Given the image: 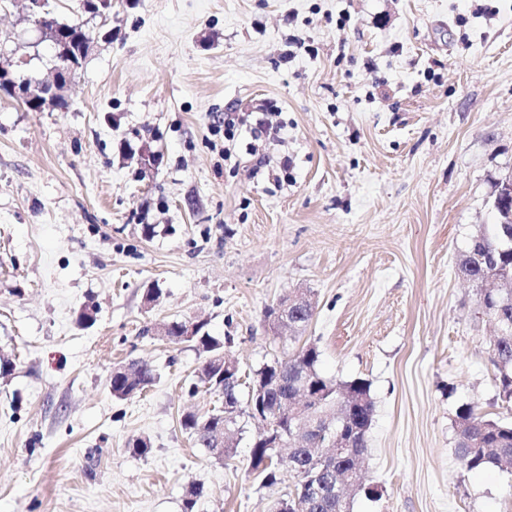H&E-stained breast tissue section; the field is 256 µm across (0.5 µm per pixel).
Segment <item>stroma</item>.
I'll return each mask as SVG.
<instances>
[{"mask_svg": "<svg viewBox=\"0 0 512 512\" xmlns=\"http://www.w3.org/2000/svg\"><path fill=\"white\" fill-rule=\"evenodd\" d=\"M110 25L69 110L0 96V512H188L193 487L189 512H271L292 492L287 460L273 484L253 470V420L223 458L181 428L217 398L190 395L174 319L245 375L304 343L327 378L369 383L353 512H512V471L456 454L458 408L499 410L494 323L459 262L512 175V0H112ZM0 41L52 81L28 0H0ZM268 105L280 132L240 126L224 160L225 113ZM299 289L315 311L293 342L265 309ZM135 359L154 383L113 397Z\"/></svg>", "mask_w": 512, "mask_h": 512, "instance_id": "stroma-1", "label": "stroma"}]
</instances>
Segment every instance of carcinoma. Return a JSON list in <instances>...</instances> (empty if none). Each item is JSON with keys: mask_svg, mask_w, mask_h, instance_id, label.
<instances>
[{"mask_svg": "<svg viewBox=\"0 0 512 512\" xmlns=\"http://www.w3.org/2000/svg\"><path fill=\"white\" fill-rule=\"evenodd\" d=\"M89 33L82 26L72 24L63 27L58 33L59 47L64 52L57 64L66 67V75L74 74L82 67L80 59L81 40ZM460 271L464 278L475 284L480 290V304L485 312L496 321L499 335L494 340L495 366L499 379V398L512 405V297L498 293L488 284L499 278L512 284V225L493 224L487 231L475 235L463 255ZM184 322L173 320L166 324L170 342L193 344L202 358L197 369L198 381L206 391L223 399L222 406L208 415L200 417L188 413L181 418L182 428L194 436L201 448H210L213 435L221 430H230L237 424V418L245 414L254 417V404L242 401L239 394L241 375L231 382L224 380L213 367L210 357L224 353V342L205 330V325L197 326L196 336L186 340L181 336ZM320 351L313 344L304 345L288 356V367L301 368L309 378V406L321 416L329 417L341 412L346 420L356 427H370L373 416V401L369 393V384L362 379L336 383L325 377L318 368ZM267 380L272 387L269 406H274L286 392V386L278 384L275 366L266 364L253 373L252 380ZM155 380L152 365L142 360L128 362V368L109 379L112 395L126 399L149 387ZM457 448L458 458L467 471L496 467L500 470H512V422L489 418L477 412L470 405L461 406L457 411ZM322 452V447L310 449L304 445L293 449L290 460L294 472L295 486L288 501H305L308 512H351V502L347 490L336 489L332 496L319 497L311 492L308 477L314 468L312 452ZM363 451L356 450L352 456H344L331 461L335 484L348 477L354 466L359 463ZM251 456L254 468L264 474V480H275V471L271 469L275 450L266 447L262 434L252 439Z\"/></svg>", "mask_w": 512, "mask_h": 512, "instance_id": "obj_1", "label": "carcinoma"}]
</instances>
